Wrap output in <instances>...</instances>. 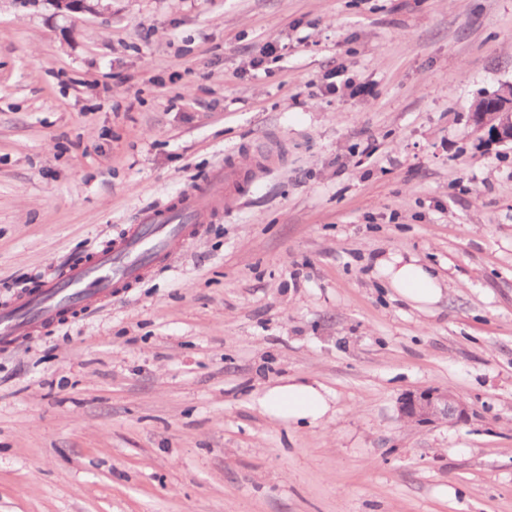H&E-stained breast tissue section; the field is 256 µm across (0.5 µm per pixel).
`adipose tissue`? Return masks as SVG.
Segmentation results:
<instances>
[{"label": "adipose tissue", "instance_id": "adipose-tissue-1", "mask_svg": "<svg viewBox=\"0 0 512 512\" xmlns=\"http://www.w3.org/2000/svg\"><path fill=\"white\" fill-rule=\"evenodd\" d=\"M379 265L391 286L415 308L425 310L440 301L442 280L417 258L395 253L380 259ZM260 405L281 418L315 423L328 414L331 399L322 386L292 382L271 389L261 398Z\"/></svg>", "mask_w": 512, "mask_h": 512}]
</instances>
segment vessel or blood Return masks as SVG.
<instances>
[{
	"instance_id": "obj_1",
	"label": "vessel or blood",
	"mask_w": 512,
	"mask_h": 512,
	"mask_svg": "<svg viewBox=\"0 0 512 512\" xmlns=\"http://www.w3.org/2000/svg\"><path fill=\"white\" fill-rule=\"evenodd\" d=\"M244 179L240 168L224 162L176 203L142 211L136 224L93 262L74 264L62 276L44 282L38 292L19 295L11 306L0 309V346L37 335L139 279L174 243L186 239L192 225L222 207V189H237Z\"/></svg>"
}]
</instances>
